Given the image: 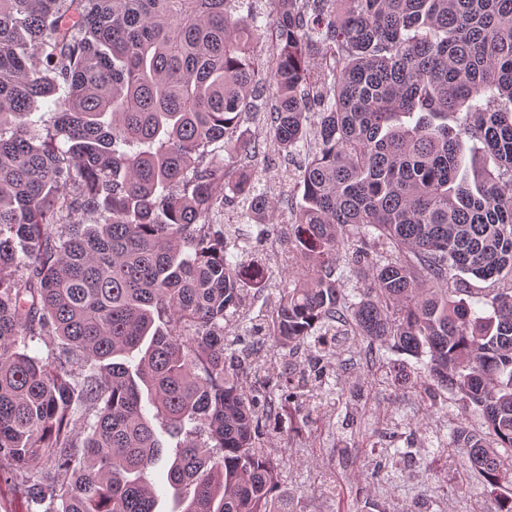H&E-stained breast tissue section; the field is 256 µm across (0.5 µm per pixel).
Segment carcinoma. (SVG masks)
Returning a JSON list of instances; mask_svg holds the SVG:
<instances>
[{"mask_svg": "<svg viewBox=\"0 0 512 512\" xmlns=\"http://www.w3.org/2000/svg\"><path fill=\"white\" fill-rule=\"evenodd\" d=\"M237 3L0 0V484L156 512V420L180 512H292L260 441L323 373L249 391L254 345L228 351L266 263L224 203L277 208L234 138L262 112L269 144L310 148L297 276L257 343L320 361L362 338L403 384L386 353L419 359L429 407L460 410L444 446L512 512V0H277L267 63Z\"/></svg>", "mask_w": 512, "mask_h": 512, "instance_id": "carcinoma-1", "label": "carcinoma"}]
</instances>
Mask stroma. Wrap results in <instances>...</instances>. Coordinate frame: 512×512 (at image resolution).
I'll list each match as a JSON object with an SVG mask.
<instances>
[{
    "label": "stroma",
    "instance_id": "obj_1",
    "mask_svg": "<svg viewBox=\"0 0 512 512\" xmlns=\"http://www.w3.org/2000/svg\"><path fill=\"white\" fill-rule=\"evenodd\" d=\"M262 185L279 202L280 228L292 218L291 198L282 189L287 175L298 172L303 154L290 156L271 148L244 158ZM279 230L270 234L275 250L263 255L272 272L261 289L256 307H274L278 286L287 279L288 243ZM348 367L340 376L342 407L325 403L295 420L272 421L261 445L280 469L278 494L292 498L294 512H412L416 502L429 497L432 512H493L494 497L479 480L467 477L457 450L442 449L437 456L407 460L386 451L415 449L423 443L422 427H442L444 411L426 412L413 388L382 381L369 384L361 353L346 354ZM349 440L350 450H336L338 437Z\"/></svg>",
    "mask_w": 512,
    "mask_h": 512
}]
</instances>
